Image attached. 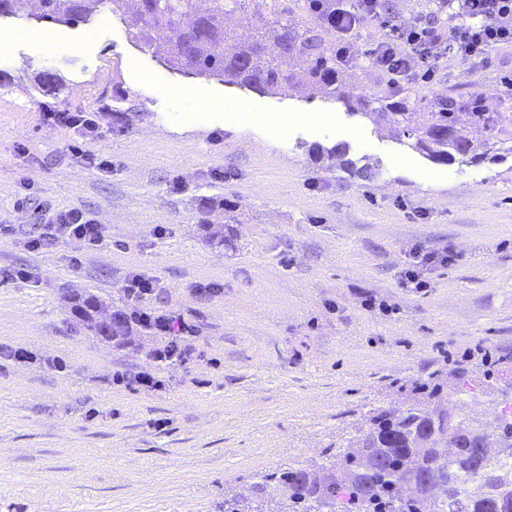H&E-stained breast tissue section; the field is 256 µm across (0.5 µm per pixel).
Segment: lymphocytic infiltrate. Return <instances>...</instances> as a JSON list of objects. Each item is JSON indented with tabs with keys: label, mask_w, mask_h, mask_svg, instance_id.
Returning a JSON list of instances; mask_svg holds the SVG:
<instances>
[{
	"label": "lymphocytic infiltrate",
	"mask_w": 512,
	"mask_h": 512,
	"mask_svg": "<svg viewBox=\"0 0 512 512\" xmlns=\"http://www.w3.org/2000/svg\"><path fill=\"white\" fill-rule=\"evenodd\" d=\"M336 4L340 60L350 62L356 54L355 29L380 24L387 35L367 57L373 68L391 75L397 87L417 79L431 81L447 59L471 70L490 68L493 50L512 45V0H443L442 24L402 21L382 9V0H336ZM59 239L97 246L104 240V228L91 212L75 207L56 212L28 246L36 250Z\"/></svg>",
	"instance_id": "f902f5d3"
}]
</instances>
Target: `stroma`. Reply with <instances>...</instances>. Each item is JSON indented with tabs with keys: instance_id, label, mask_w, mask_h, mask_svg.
<instances>
[{
	"instance_id": "1",
	"label": "stroma",
	"mask_w": 512,
	"mask_h": 512,
	"mask_svg": "<svg viewBox=\"0 0 512 512\" xmlns=\"http://www.w3.org/2000/svg\"><path fill=\"white\" fill-rule=\"evenodd\" d=\"M136 29L105 8L54 26L51 55L34 40L0 51V512H224L264 474L321 464L370 409L438 373L452 394L458 375L478 385L494 370L475 407L494 424L512 386V158L432 163L321 97L170 71ZM45 70L60 92L36 91ZM510 76L503 47L484 72L450 63L415 89L497 112ZM208 98L290 122L243 124ZM48 108L95 113L99 137L48 125ZM314 143L380 173L327 171ZM204 197L233 204L223 247L199 226ZM48 207L90 211L102 245L29 249ZM418 252L449 262L417 264L421 287H404ZM133 271L158 282L137 302ZM73 289L184 321L185 362L159 369L158 336L118 349L87 335ZM140 373L161 387H128Z\"/></svg>"
}]
</instances>
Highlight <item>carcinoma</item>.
Instances as JSON below:
<instances>
[{
  "label": "carcinoma",
  "instance_id": "cac0c4a2",
  "mask_svg": "<svg viewBox=\"0 0 512 512\" xmlns=\"http://www.w3.org/2000/svg\"><path fill=\"white\" fill-rule=\"evenodd\" d=\"M133 4L141 26L134 38L152 50L172 71L196 77L216 78L226 84L263 94L297 91L310 98L317 94L341 104L400 144L436 164H495L512 155V112H489L472 95L463 103L439 98L426 112L411 94L355 95L344 90L342 64L336 55L335 29L322 13L303 0V9L316 20V28L300 30L277 17L259 28L249 15L278 12L279 0H209L201 10L196 0H39L36 19L56 25L86 24L105 5L119 13ZM26 0H0V17H21ZM239 11L243 21L236 29L224 27L226 8ZM43 93L62 88L57 73L44 71L38 78ZM467 116L460 122V112ZM315 161L347 171L362 179L375 175L370 163L358 165L348 158V148L315 145L308 149ZM215 202L199 207L201 227L210 242L224 245V225L213 224L209 215ZM78 327L116 348L133 345L138 336L170 330L169 320L133 306L117 309L112 322L101 318L104 300L90 291H71L65 296ZM182 338L163 342L169 350L159 366L183 361ZM459 397L453 409L443 403L445 381L433 375L410 386L401 407H378L367 415L354 437L355 445L331 456L353 475V480L328 484L316 472L287 468L270 473L257 486V500L224 499V512H264L267 484L274 483L286 498L288 512H512V400L503 401L496 425L488 429L474 415L467 393L475 388L459 378ZM454 432L459 447L444 458L448 433ZM489 448L482 464L470 449ZM417 472L438 478L432 488L414 497L401 494L399 477ZM455 486L448 489V475Z\"/></svg>",
  "mask_w": 512,
  "mask_h": 512
}]
</instances>
